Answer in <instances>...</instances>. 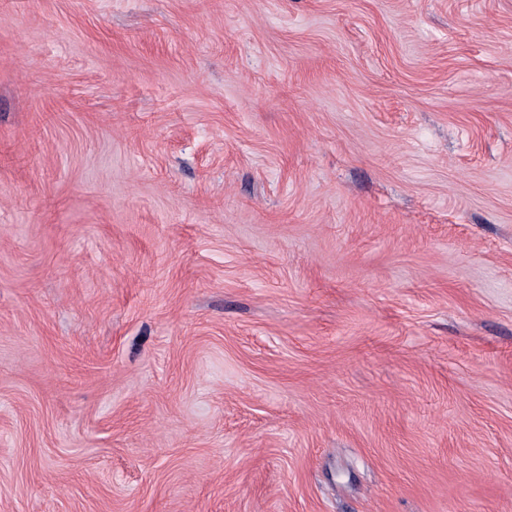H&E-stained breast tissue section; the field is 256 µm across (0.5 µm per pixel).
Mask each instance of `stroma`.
I'll return each mask as SVG.
<instances>
[{
	"instance_id": "1",
	"label": "stroma",
	"mask_w": 512,
	"mask_h": 512,
	"mask_svg": "<svg viewBox=\"0 0 512 512\" xmlns=\"http://www.w3.org/2000/svg\"><path fill=\"white\" fill-rule=\"evenodd\" d=\"M0 512H512V0H0Z\"/></svg>"
}]
</instances>
